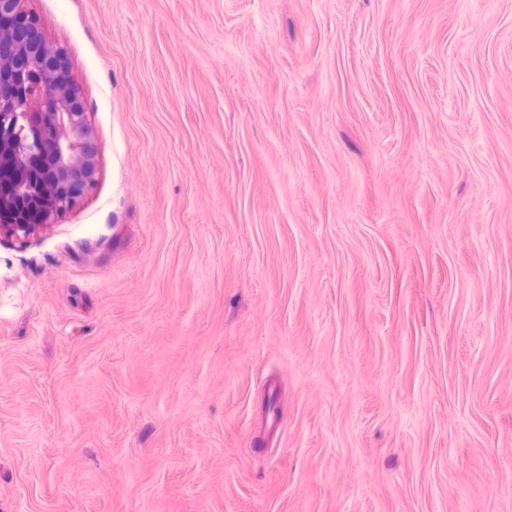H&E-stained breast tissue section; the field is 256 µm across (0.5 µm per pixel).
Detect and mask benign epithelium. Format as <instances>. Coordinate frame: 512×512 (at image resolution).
Returning a JSON list of instances; mask_svg holds the SVG:
<instances>
[{
  "label": "benign epithelium",
  "mask_w": 512,
  "mask_h": 512,
  "mask_svg": "<svg viewBox=\"0 0 512 512\" xmlns=\"http://www.w3.org/2000/svg\"><path fill=\"white\" fill-rule=\"evenodd\" d=\"M22 0H0V16L28 26L0 27V237L23 241L75 203L96 180L92 131L82 96L56 67L64 52L47 43Z\"/></svg>",
  "instance_id": "1"
}]
</instances>
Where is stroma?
Masks as SVG:
<instances>
[{
    "mask_svg": "<svg viewBox=\"0 0 512 512\" xmlns=\"http://www.w3.org/2000/svg\"><path fill=\"white\" fill-rule=\"evenodd\" d=\"M96 181L0 239V512H512V0H24Z\"/></svg>",
    "mask_w": 512,
    "mask_h": 512,
    "instance_id": "stroma-1",
    "label": "stroma"
}]
</instances>
